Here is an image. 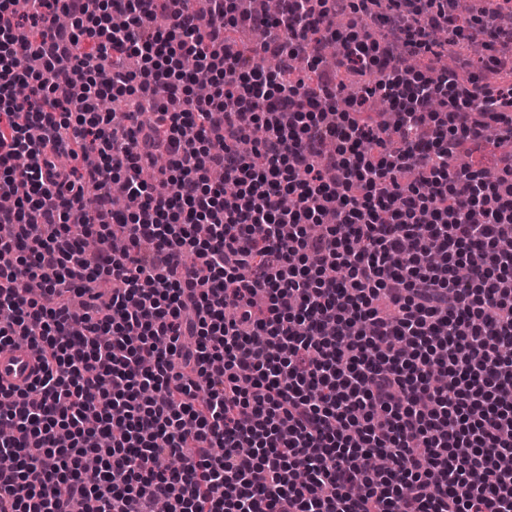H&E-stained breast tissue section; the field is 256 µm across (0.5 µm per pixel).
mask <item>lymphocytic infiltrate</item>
Masks as SVG:
<instances>
[{
    "label": "lymphocytic infiltrate",
    "mask_w": 512,
    "mask_h": 512,
    "mask_svg": "<svg viewBox=\"0 0 512 512\" xmlns=\"http://www.w3.org/2000/svg\"><path fill=\"white\" fill-rule=\"evenodd\" d=\"M187 2L0 0V512H512V0ZM487 144L488 145L482 152L476 153L475 150H473L470 156L462 155V158H464L473 169L490 171L494 174L496 172L495 162L497 157L500 152L507 149L509 145L508 143H500L496 139L487 141ZM38 362L26 346L5 348L0 351V377L17 385L27 386L35 378Z\"/></svg>",
    "instance_id": "1"
}]
</instances>
